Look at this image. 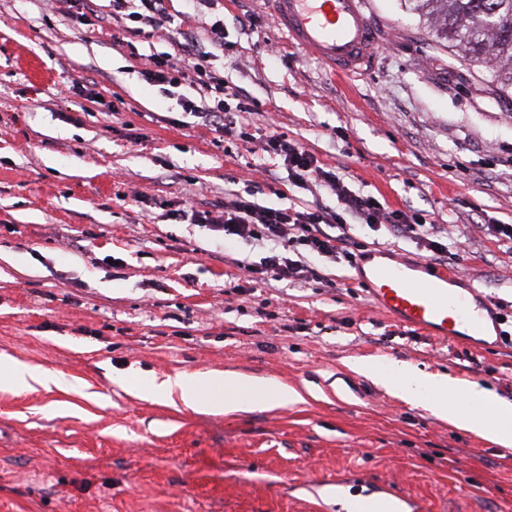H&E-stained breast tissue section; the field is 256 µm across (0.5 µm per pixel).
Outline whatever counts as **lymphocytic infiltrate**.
Wrapping results in <instances>:
<instances>
[{"label": "lymphocytic infiltrate", "mask_w": 512, "mask_h": 512, "mask_svg": "<svg viewBox=\"0 0 512 512\" xmlns=\"http://www.w3.org/2000/svg\"><path fill=\"white\" fill-rule=\"evenodd\" d=\"M114 3L131 21V36L157 38L169 46L167 52L150 54L146 78L171 85L206 79L212 105L199 106L188 99L183 103L184 109L195 113L203 125L214 131L249 139V132L238 128L235 116L251 111L252 100L238 91L226 94L223 79L209 75L215 53L224 48L223 21L211 26L206 46L197 49L184 38L182 29L175 26L169 0H114ZM260 149L279 160L294 185L327 189L336 198L335 207L318 205L296 210L264 206L256 199V183L248 179L243 188L228 193L219 208L201 209L188 200L176 211L177 217L213 225L223 230L225 236L270 243L269 255L250 269L256 280L305 282L316 279L314 269L302 261L290 259L289 251L300 247L331 258L339 253L350 254L357 248L347 230L346 218L350 215L359 217L369 227H384L413 240L428 252L434 264L447 263L451 249L464 247L460 241L452 247L445 244L440 225L423 222L402 210L387 209L378 199L351 189L341 175L325 167L314 154L284 133L270 130L261 141Z\"/></svg>", "instance_id": "lymphocytic-infiltrate-1"}]
</instances>
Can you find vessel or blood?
I'll use <instances>...</instances> for the list:
<instances>
[{"instance_id": "obj_1", "label": "vessel or blood", "mask_w": 512, "mask_h": 512, "mask_svg": "<svg viewBox=\"0 0 512 512\" xmlns=\"http://www.w3.org/2000/svg\"><path fill=\"white\" fill-rule=\"evenodd\" d=\"M274 23L291 43L350 79L367 71L379 44L364 14L363 0H270ZM367 290L386 316L443 339L470 340L487 335L491 314L475 289L456 285L449 267L433 268L430 277L412 267L373 265L364 275ZM394 498L370 488L356 512H394Z\"/></svg>"}]
</instances>
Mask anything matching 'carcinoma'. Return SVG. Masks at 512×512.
Returning a JSON list of instances; mask_svg holds the SVG:
<instances>
[{
    "mask_svg": "<svg viewBox=\"0 0 512 512\" xmlns=\"http://www.w3.org/2000/svg\"><path fill=\"white\" fill-rule=\"evenodd\" d=\"M455 54L489 69L491 83L512 90V0H406Z\"/></svg>",
    "mask_w": 512,
    "mask_h": 512,
    "instance_id": "carcinoma-1",
    "label": "carcinoma"
}]
</instances>
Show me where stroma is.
Masks as SVG:
<instances>
[{
    "label": "stroma",
    "instance_id": "1",
    "mask_svg": "<svg viewBox=\"0 0 512 512\" xmlns=\"http://www.w3.org/2000/svg\"><path fill=\"white\" fill-rule=\"evenodd\" d=\"M0 0V363L41 367L66 388L0 390V512H336L333 479L362 475L429 512H512V447L463 430L354 373L360 358L476 382L512 403V346L426 336L378 311L360 263L303 253L323 282H252L262 241L173 219L252 177L270 207L329 203L289 182L254 144L184 112L202 86L146 80L124 15L93 0ZM198 41L224 21L212 69L273 126L354 189L445 225L463 281L512 314V250L481 224H512V96L455 56L404 0H364L380 36L348 83L288 42L268 0H172ZM274 176H267V169ZM131 194L117 195L119 185ZM365 251L412 263L419 247L352 221ZM333 287H325V280ZM226 370L317 395L207 415L131 382Z\"/></svg>",
    "mask_w": 512,
    "mask_h": 512
}]
</instances>
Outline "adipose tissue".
Listing matches in <instances>:
<instances>
[{"label":"adipose tissue","mask_w":512,"mask_h":512,"mask_svg":"<svg viewBox=\"0 0 512 512\" xmlns=\"http://www.w3.org/2000/svg\"><path fill=\"white\" fill-rule=\"evenodd\" d=\"M354 372L389 386L407 403L423 402V393H431L429 410L437 417L453 422L458 428L482 435L506 447H512V404L500 401L497 395L476 384L460 385L446 375L422 372L407 364L388 368L368 360L353 363ZM147 396L162 400L179 399L200 414L243 413L303 402V394L275 380H257L234 372L225 374L197 373L152 379ZM472 406V414H462L457 399Z\"/></svg>","instance_id":"obj_1"}]
</instances>
